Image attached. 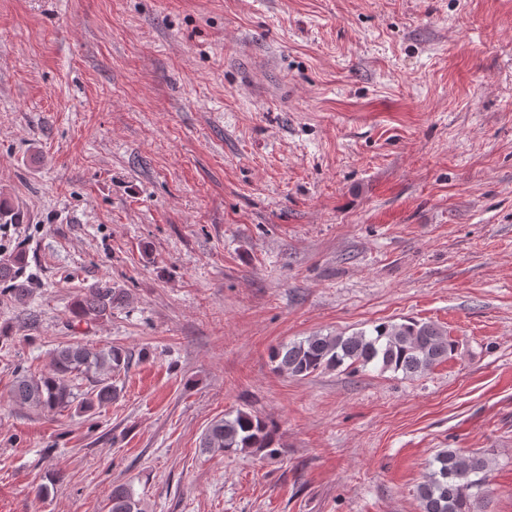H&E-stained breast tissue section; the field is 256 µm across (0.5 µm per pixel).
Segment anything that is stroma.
I'll return each instance as SVG.
<instances>
[{"mask_svg":"<svg viewBox=\"0 0 512 512\" xmlns=\"http://www.w3.org/2000/svg\"><path fill=\"white\" fill-rule=\"evenodd\" d=\"M0 193V512H420L446 448L512 512V0H0ZM408 318L459 343L418 378L270 361ZM72 342L132 353L118 398L12 403ZM235 409L280 457L201 450ZM28 221L27 215L19 207H15L6 195H0V241L3 234L10 230L12 224H25ZM25 254L18 248L11 256L0 259V283L6 285L18 301L29 294L28 278L25 277ZM123 295L110 284L97 282L86 288V292L76 302L72 313L76 318L98 321L112 315V308L121 305ZM110 512H143L140 500H136L130 487L125 484L112 488Z\"/></svg>","mask_w":512,"mask_h":512,"instance_id":"obj_1","label":"stroma"}]
</instances>
